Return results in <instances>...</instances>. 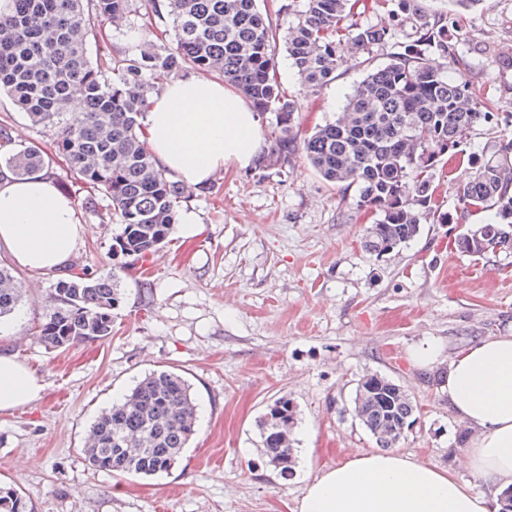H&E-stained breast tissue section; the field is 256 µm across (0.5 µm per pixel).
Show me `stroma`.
Instances as JSON below:
<instances>
[{
	"mask_svg": "<svg viewBox=\"0 0 512 512\" xmlns=\"http://www.w3.org/2000/svg\"><path fill=\"white\" fill-rule=\"evenodd\" d=\"M146 12L144 0H133L108 25L105 42L138 50ZM463 16L453 51L499 108L497 119L470 134L478 152L512 135L503 122L512 114V0H478ZM358 21L386 29L387 42L367 54L346 46L335 79L319 92H301L279 51L280 81L299 99L300 133L336 119L346 95L367 71L385 66L417 25L392 5L366 9ZM469 176L460 164L435 178L436 202L452 223L424 220L411 242L377 258L361 247L370 215L303 156L265 170L221 169L179 205L195 213L194 231L174 229L144 269L121 272L111 337L67 349L45 347L32 332L56 275L16 269L21 302L0 322V349L45 389L0 412V479L16 482L35 512H298L310 478L376 451L352 414L358 379L375 373L401 385L420 409L398 452L491 495L467 466L461 422L433 380L469 342L512 332V252L477 258L455 245L468 225L487 220L460 213L457 188ZM80 219L85 232L71 269L111 273L119 225L86 211ZM426 343L442 347L430 368L411 356ZM157 369L182 374L193 387L199 422L189 448L155 477L94 470L82 454L91 423ZM281 397L297 410L289 476L268 463L258 427Z\"/></svg>",
	"mask_w": 512,
	"mask_h": 512,
	"instance_id": "obj_1",
	"label": "stroma"
}]
</instances>
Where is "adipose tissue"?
Instances as JSON below:
<instances>
[{"label":"adipose tissue","instance_id":"obj_1","mask_svg":"<svg viewBox=\"0 0 512 512\" xmlns=\"http://www.w3.org/2000/svg\"><path fill=\"white\" fill-rule=\"evenodd\" d=\"M145 118L157 166L202 185L233 165H252L263 148L251 104L217 76L164 78ZM84 234L72 198L55 180L0 172V245L38 274L62 269ZM442 385L463 422L480 431L469 467L498 490L512 488V333L474 342L448 363ZM44 384L0 351V411L34 402ZM498 498L476 494L446 470L394 451L365 453L309 481L298 512H498Z\"/></svg>","mask_w":512,"mask_h":512}]
</instances>
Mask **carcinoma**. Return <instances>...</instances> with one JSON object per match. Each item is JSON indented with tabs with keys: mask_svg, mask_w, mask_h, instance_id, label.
I'll return each instance as SVG.
<instances>
[{
	"mask_svg": "<svg viewBox=\"0 0 512 512\" xmlns=\"http://www.w3.org/2000/svg\"><path fill=\"white\" fill-rule=\"evenodd\" d=\"M131 0H11L0 17V92L31 122L51 132L55 153L70 174L110 200L97 209L94 196L82 202L120 232L112 247L119 255L145 260L168 242L177 207L187 188L157 167L142 132L149 107L150 78L157 72H217L249 99L256 111L275 113L270 157L264 170L304 154L325 181L355 188L357 206L374 217L365 251L379 255L409 243L421 219L436 216V171L463 156L472 175L459 190L462 212L488 214L484 224L456 240L459 251L488 254L499 237L512 249V137L493 154L464 155L477 126L496 110L486 88L468 80L464 62L452 53L459 21L446 23L419 0H398V8L419 22V34L403 43L390 62L368 73L346 97L334 122L298 138V102L277 76L276 34L256 0H146L152 18L164 25L160 38L146 39L135 53L88 55L90 41L106 21L129 9ZM366 0H299L279 7L295 15L285 49L308 93L335 78L339 53L350 41L363 53L386 33L354 22ZM450 57L448 70L432 62ZM85 91V110L68 106L69 90ZM51 158L38 145L16 148L6 119L0 120V165L20 178L49 174ZM121 299L117 275L84 270L56 281L53 300L36 326L39 341L68 348L112 336V310ZM20 287L11 268L0 264V320L14 314ZM353 411L380 448H394L402 427L416 421V406L394 381L367 374L357 382ZM199 417L192 385L170 370H154L96 417L84 448L99 471L144 478L167 473L188 447ZM297 411L279 398L260 420L263 454L281 471H292ZM0 512H34L16 484L0 482Z\"/></svg>",
	"mask_w": 512,
	"mask_h": 512,
	"instance_id": "obj_1",
	"label": "carcinoma"
}]
</instances>
